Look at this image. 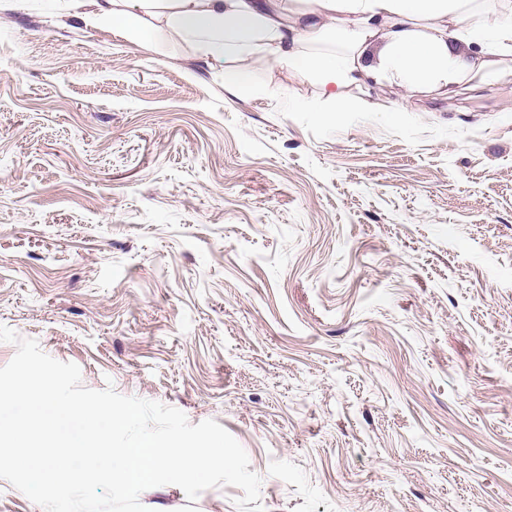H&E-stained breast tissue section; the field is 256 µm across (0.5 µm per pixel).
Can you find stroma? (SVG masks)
<instances>
[{
  "label": "stroma",
  "mask_w": 512,
  "mask_h": 512,
  "mask_svg": "<svg viewBox=\"0 0 512 512\" xmlns=\"http://www.w3.org/2000/svg\"><path fill=\"white\" fill-rule=\"evenodd\" d=\"M240 66L0 0V325L217 421L264 512H512V74L325 112Z\"/></svg>",
  "instance_id": "35a3bbf8"
}]
</instances>
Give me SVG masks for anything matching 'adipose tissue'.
Here are the masks:
<instances>
[{
    "label": "adipose tissue",
    "instance_id": "obj_1",
    "mask_svg": "<svg viewBox=\"0 0 512 512\" xmlns=\"http://www.w3.org/2000/svg\"><path fill=\"white\" fill-rule=\"evenodd\" d=\"M89 24L121 38L188 42L206 58L275 62L313 79L320 97L350 111L347 88L379 76L410 92L483 78L512 57V0H70ZM154 26H147L146 17Z\"/></svg>",
    "mask_w": 512,
    "mask_h": 512
}]
</instances>
